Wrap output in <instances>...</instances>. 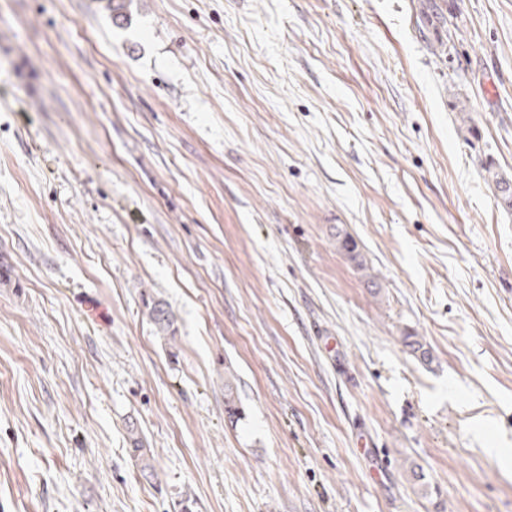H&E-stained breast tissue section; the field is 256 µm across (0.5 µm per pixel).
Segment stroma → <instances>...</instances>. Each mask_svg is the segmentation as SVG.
<instances>
[{"instance_id":"stroma-1","label":"stroma","mask_w":512,"mask_h":512,"mask_svg":"<svg viewBox=\"0 0 512 512\" xmlns=\"http://www.w3.org/2000/svg\"><path fill=\"white\" fill-rule=\"evenodd\" d=\"M493 170L512 0H0V512H512ZM146 314L154 326L155 334L172 348L176 341L175 319L172 311L161 300L151 299L144 302ZM237 395L236 376L231 370L224 372V411L230 419L239 420L242 416Z\"/></svg>"}]
</instances>
